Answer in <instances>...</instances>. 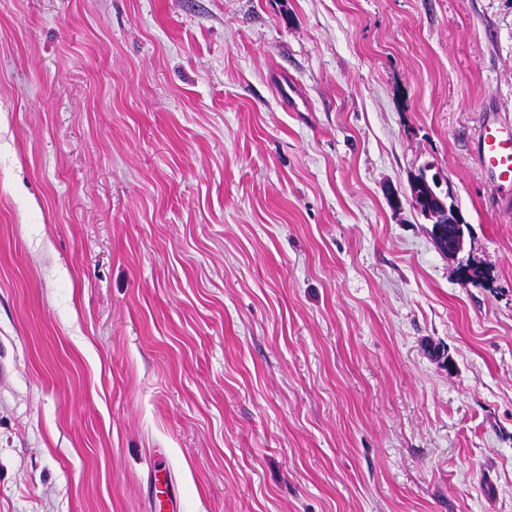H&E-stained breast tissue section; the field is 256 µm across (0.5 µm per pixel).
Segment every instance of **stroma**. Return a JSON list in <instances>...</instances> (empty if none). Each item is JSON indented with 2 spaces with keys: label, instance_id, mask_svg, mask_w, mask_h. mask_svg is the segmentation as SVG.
Returning <instances> with one entry per match:
<instances>
[{
  "label": "stroma",
  "instance_id": "1",
  "mask_svg": "<svg viewBox=\"0 0 512 512\" xmlns=\"http://www.w3.org/2000/svg\"><path fill=\"white\" fill-rule=\"evenodd\" d=\"M490 99L512 0H0V512H512ZM419 176L420 179L418 181L428 188V195L421 199L425 205V216L431 219L433 224L437 225L434 234L435 241L439 248L448 253V255H457L464 245L463 221L454 210L452 211L455 218L448 220V209H451V207H448L447 203L435 193L425 173Z\"/></svg>",
  "mask_w": 512,
  "mask_h": 512
}]
</instances>
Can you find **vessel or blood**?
Returning a JSON list of instances; mask_svg holds the SVG:
<instances>
[{"label": "vessel or blood", "instance_id": "b4317fda", "mask_svg": "<svg viewBox=\"0 0 512 512\" xmlns=\"http://www.w3.org/2000/svg\"><path fill=\"white\" fill-rule=\"evenodd\" d=\"M475 150L489 192L501 201L512 199V122L495 112L482 113Z\"/></svg>", "mask_w": 512, "mask_h": 512}]
</instances>
